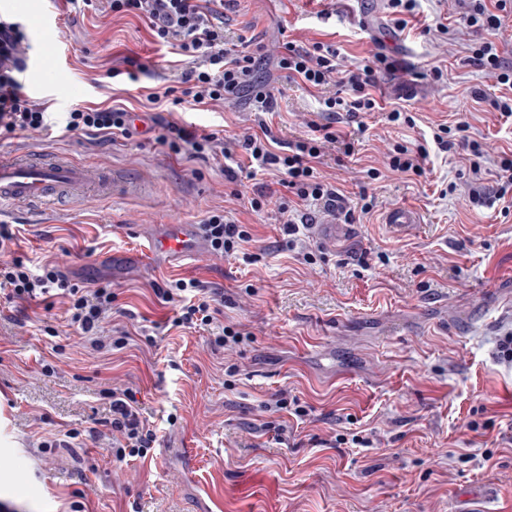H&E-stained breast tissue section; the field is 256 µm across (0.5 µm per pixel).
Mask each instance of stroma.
<instances>
[{
  "instance_id": "1",
  "label": "stroma",
  "mask_w": 512,
  "mask_h": 512,
  "mask_svg": "<svg viewBox=\"0 0 512 512\" xmlns=\"http://www.w3.org/2000/svg\"><path fill=\"white\" fill-rule=\"evenodd\" d=\"M51 2L75 94L33 69L22 75L25 92L55 113L112 104L139 119L131 137L105 142L57 125L19 132L0 138V156L39 149L141 179L109 198L88 190L79 202L4 213L0 221L20 227L16 254L34 262L50 257L83 286L85 265L139 247L127 225L200 224L219 208L250 226L247 250L256 259L247 265L210 255L169 269L130 264L114 276L99 274L118 295L119 310L105 327L142 331L110 356L91 353L62 305L48 311L34 301L22 314L0 299V457L19 462L0 465V502L18 512H71L73 493L82 490L86 512H210L217 500L223 512H512V365L494 357L498 337L512 332V198L491 206L472 200L494 186L500 158L512 156V120L492 105L505 89L472 50L493 42L512 64V15L500 29L477 32L464 23L461 0H421L400 28L389 0H373L374 28L366 32L358 0H232L226 7L227 34L255 37L265 47L258 76L277 91L271 129L278 140L309 137L306 122L323 98L277 69L287 39L336 44L343 71L373 53L387 55L393 68L374 95L382 109L400 107L415 118L414 126H394L376 112L364 116L365 131L344 125L353 152L327 149L321 173L341 205H354L363 189L376 205L351 224L323 207L308 208L307 223L336 227L330 236L310 235L325 256L308 264L281 246L278 205L286 190L279 173H256L236 198L220 168L163 143V126L150 120L158 108L147 96L184 65L153 43L146 22L89 9L82 0ZM440 22L448 33L436 31ZM128 57L146 67L137 81L106 78ZM435 67L441 80L430 76ZM253 109L245 92L172 118L201 132L223 131L231 147L253 130ZM460 120L486 150L480 175L466 154L441 152L432 141L437 125ZM398 142L427 146L424 175L389 169L387 154ZM372 168L380 172L374 181L367 177ZM260 193L268 204L251 211L248 200ZM401 207L418 221L399 230L384 217ZM174 278L222 290L219 322L244 325L252 342L214 353L209 332L167 329L174 312L155 303L150 284ZM123 308L133 318L120 316ZM46 323L58 337L43 335ZM149 335L155 345L146 343ZM57 343L63 353H54ZM46 361L55 374H43ZM232 365L239 372L230 390ZM114 384L136 390L154 423L158 442L146 461H116L88 435L111 421L103 391ZM283 389L309 414L280 436L266 405ZM171 413L178 417L173 425ZM72 428L83 433L76 452L39 451L42 437L61 438ZM361 430L370 432V447L336 444V435ZM185 448L196 453L190 471L182 464ZM249 471L269 478L271 496L235 495L237 477Z\"/></svg>"
}]
</instances>
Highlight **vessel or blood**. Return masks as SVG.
<instances>
[{
	"label": "vessel or blood",
	"instance_id": "b4317fda",
	"mask_svg": "<svg viewBox=\"0 0 512 512\" xmlns=\"http://www.w3.org/2000/svg\"><path fill=\"white\" fill-rule=\"evenodd\" d=\"M28 21L43 39L39 59L41 72L61 78L65 41L59 20L49 10L42 9L31 14ZM120 186L119 177L91 161L66 155L0 157V207L9 204L35 210L48 205L58 195H72L87 189L103 196L111 195ZM142 234L148 243L147 250L133 251L126 256L115 252L112 260L126 257L138 265L153 262L168 267L211 252L210 242L197 224H148L143 226Z\"/></svg>",
	"mask_w": 512,
	"mask_h": 512
}]
</instances>
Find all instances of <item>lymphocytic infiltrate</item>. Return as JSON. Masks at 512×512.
<instances>
[{"label": "lymphocytic infiltrate", "mask_w": 512, "mask_h": 512, "mask_svg": "<svg viewBox=\"0 0 512 512\" xmlns=\"http://www.w3.org/2000/svg\"><path fill=\"white\" fill-rule=\"evenodd\" d=\"M98 10L115 15L144 18L155 43L188 61V69L175 75L163 91L147 96L151 104L169 102L182 109L204 110L223 104L241 90L253 91L256 132L244 134L239 147L249 160L247 168L235 165L234 155L218 133L197 134L175 121L166 122L164 138L174 154L215 161L225 180L232 184V196H239L243 171L273 170L281 174V184L288 192L280 204L285 217L282 233L287 247H295L300 233L299 214L309 203L323 202L335 207L336 191L323 179L319 167L327 148L339 145L345 152L353 147L340 126L355 121L359 115L380 110L373 95L381 71L390 69L386 55L376 53L353 71L339 70L335 45L317 42L304 47L284 42L277 66L289 80L305 88L325 91L319 120L309 121L310 137L288 142L278 149V140L266 120L276 103L273 87L254 82L257 56L250 51V39L244 35L224 34V0H99ZM29 50L22 24L0 16V136L18 131L39 132L45 129L48 114L43 104L23 91L20 76ZM130 115L121 107L77 106L61 119L65 132L93 135L111 140L128 135ZM467 122L455 126L438 125L433 141L444 152L463 150L473 156V172H480L484 151L480 143L469 139ZM203 227L209 236L214 255L240 257L251 262L244 246L252 239L248 225L212 210ZM16 232L12 225H0V295L17 305L36 299H59L65 305L71 327L85 336L91 350L114 351L125 348L130 333L123 328L105 330L103 321L111 312L117 295L111 284L85 288L72 283L60 265L51 259L34 263L14 255ZM151 289L160 303L176 310L174 326L188 330H210L224 305V294L204 287L195 279L177 278L152 283ZM112 421L109 434L90 429L92 438H106V450L116 460L147 458L157 443V435L131 388L110 390Z\"/></svg>", "instance_id": "f902f5d3"}]
</instances>
